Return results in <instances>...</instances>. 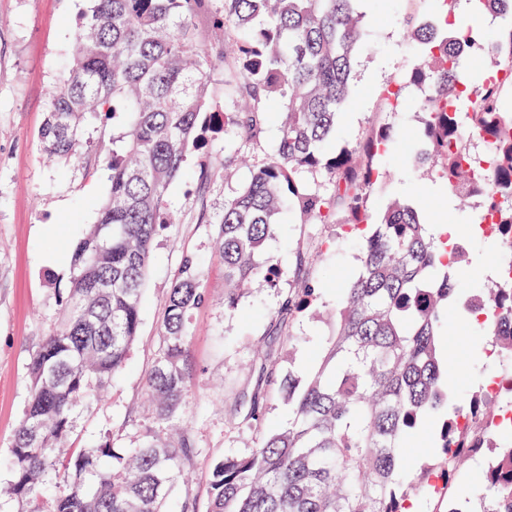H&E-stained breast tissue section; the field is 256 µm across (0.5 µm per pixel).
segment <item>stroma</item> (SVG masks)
<instances>
[{
  "label": "stroma",
  "mask_w": 512,
  "mask_h": 512,
  "mask_svg": "<svg viewBox=\"0 0 512 512\" xmlns=\"http://www.w3.org/2000/svg\"><path fill=\"white\" fill-rule=\"evenodd\" d=\"M84 0H0V512H21L11 494L14 481L7 460L15 429L30 396L28 364L51 330L62 298L70 287L68 254L97 219L100 200L109 190V172L99 167L85 176L78 167L50 163L38 139L48 101L67 70L68 49ZM366 45L351 75L352 102L339 121L337 142L353 143L370 125L390 122L406 144L417 141L420 117L414 109L384 112L380 93L402 81L414 62L416 47L403 32V21H421L436 11L434 0H367L361 5ZM390 176L372 198L381 207L391 196L417 199L429 213L446 215L457 225L478 274L473 286L493 281V265L506 258L485 227L474 224L475 200L459 202L435 182H419L411 167L386 156ZM196 187L175 180L167 203L177 221L156 239L141 301L139 337L126 369L116 376L105 400L80 404L74 413L70 444L88 448L110 440L113 448L135 447L150 422L143 412L145 376L154 357L168 292L181 258L195 255L201 263L205 305L189 318V380L191 393L184 419L194 442L188 482L169 492L170 512H179L184 498L206 512L214 462L255 447L259 431L288 423V403L278 387H263L256 345H270L277 375L306 380L316 365L319 346L336 323L333 311L341 290L359 265L357 241L334 224H281L271 250L278 260L279 284L256 282L232 311L224 309V268L214 262L212 227L198 222ZM317 244L322 260L311 274L316 279L314 311L281 325L275 313L288 298V285L300 275L295 252ZM448 336L452 362L448 379L455 393L481 386L491 371L488 342L461 322ZM263 390V428L243 423L244 399Z\"/></svg>",
  "instance_id": "obj_1"
}]
</instances>
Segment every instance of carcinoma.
<instances>
[{
	"label": "carcinoma",
	"mask_w": 512,
	"mask_h": 512,
	"mask_svg": "<svg viewBox=\"0 0 512 512\" xmlns=\"http://www.w3.org/2000/svg\"><path fill=\"white\" fill-rule=\"evenodd\" d=\"M88 2L38 138L50 160L80 162L91 175L100 152L84 136L85 120L112 115L110 188L73 249L67 297L29 364L30 397L10 460L11 492L30 503L24 512L40 509L46 472L72 432L76 407L102 400L127 366L154 241L175 223L166 203L172 182L186 176L206 188L216 168L205 162L191 172L186 162L218 133L224 181L233 179L241 148L265 139L271 100L280 112L270 158L224 198L223 214L208 219L200 209L224 264V310L256 280L276 286L267 242L282 213L301 224L374 229L358 243L360 268L336 305L318 370L304 382L291 374L274 379L288 401V426L261 431L262 407L251 396L247 419L260 437L248 453L214 464L207 512H406L408 497L426 487L448 497L445 512H463L450 496L451 478L481 457L492 460L477 476L483 512H512V444L492 424L495 403L478 389L449 407L448 304L463 293L461 242L432 235L421 212L399 197L372 220V195L387 178L381 157L395 145L391 126L374 125L353 145H330L365 38L357 0H220L205 31L196 17L211 0ZM435 2L438 19L404 26L418 47L406 79L429 91L419 146L407 158L452 195L484 197L479 223L496 226L510 248L512 100L501 79L475 75L467 58L488 50L501 72H512V26L499 38L475 25L486 15L512 18V0H471L472 17L457 24L446 9L452 0ZM218 67L221 93L211 82ZM472 140L493 149L486 171L472 165ZM305 172L322 174L332 192L305 187ZM314 291L308 276L289 285L277 316L293 321L312 307ZM205 302L199 262L186 255L146 374L153 429L124 455L106 443L84 449L49 512H166V495L192 454L182 429L187 324ZM465 307L485 314L482 334L512 360V279L475 289ZM462 416L470 428L458 426ZM427 428L432 456L415 473L403 470L409 437ZM101 457L112 466L98 467Z\"/></svg>",
	"instance_id": "cac0c4a2"
}]
</instances>
